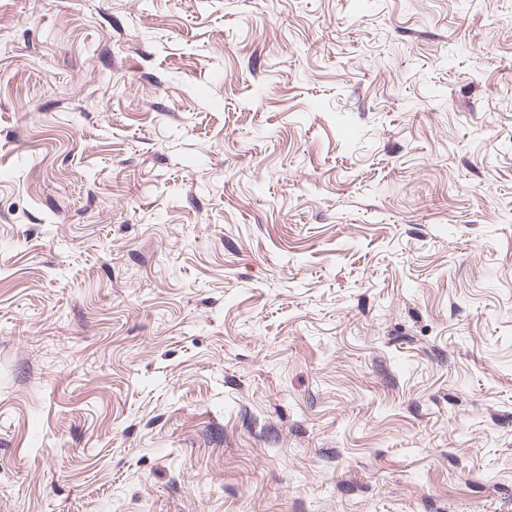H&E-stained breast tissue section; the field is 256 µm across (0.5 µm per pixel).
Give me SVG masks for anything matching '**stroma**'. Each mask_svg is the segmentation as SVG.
I'll use <instances>...</instances> for the list:
<instances>
[{
  "mask_svg": "<svg viewBox=\"0 0 512 512\" xmlns=\"http://www.w3.org/2000/svg\"><path fill=\"white\" fill-rule=\"evenodd\" d=\"M0 512H512V0H0Z\"/></svg>",
  "mask_w": 512,
  "mask_h": 512,
  "instance_id": "obj_1",
  "label": "stroma"
}]
</instances>
